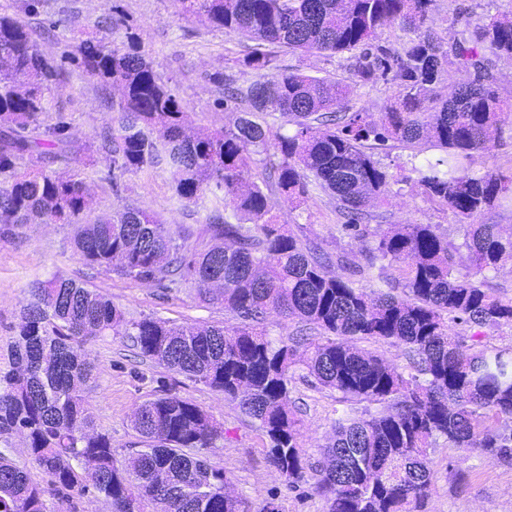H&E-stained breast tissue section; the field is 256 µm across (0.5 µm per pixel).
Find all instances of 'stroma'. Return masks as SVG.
<instances>
[{"instance_id": "1", "label": "stroma", "mask_w": 512, "mask_h": 512, "mask_svg": "<svg viewBox=\"0 0 512 512\" xmlns=\"http://www.w3.org/2000/svg\"><path fill=\"white\" fill-rule=\"evenodd\" d=\"M126 28L112 30L104 24L102 0H40L39 16L31 24L34 37L50 56L67 44L86 38H106L121 42L126 30L136 33L143 50L155 65L161 80L173 90L186 114L188 133L207 134L223 129L232 121L231 113L214 104L219 95L216 79L233 75L242 82L256 78L254 70L243 65L246 39L235 33L211 27L207 22L181 13L177 0H112ZM512 18V0H436L429 24L445 40H452L464 22L490 17ZM58 19L54 28L43 27L46 18ZM279 71L342 81L348 87L344 101L347 112H366L381 122L388 106L399 95L392 82L362 81L355 69L353 53L326 55L316 51L275 48ZM116 88H104L71 69L66 78L51 83L45 92L50 115H64L69 124L71 146L95 143L112 116L110 105L119 99ZM438 148L421 144L378 148L374 157L395 178L383 205L374 207L379 224L412 222L439 225L454 248L455 270L465 276L473 273L469 254L452 212L428 201L417 183L415 159L435 158ZM52 171L80 174L93 196V211L101 214L121 205L146 208L159 214L171 228L182 227L197 249L209 245L207 224L210 212L181 201L174 193L170 177L162 171L127 175L120 191H113L104 177L108 164L98 154H84L80 163H53ZM272 213L278 223L288 225L301 240L319 244L344 259L335 267L336 275L365 265V241L343 235L336 202L329 194L313 191L301 205L286 202L279 193L269 195ZM72 229L66 224H27L0 232V369L9 366L8 350L14 326L31 282L59 274L86 281L112 300L126 319L144 317L172 323L218 324L234 327L236 320L223 307L204 304L194 282L165 289L154 283H141L112 273L91 274L70 247ZM84 352L96 366L94 378L84 396L99 432L112 438L117 459H124L140 437L130 417L144 401L171 393L206 410L224 427L223 439L206 455L221 468L234 495L243 498L250 512H263L276 505L279 512H329V504L312 482L299 487L287 482L267 457V444L258 421L242 413L236 402L222 392L210 389L184 375L168 371L153 361L135 357L129 337L108 334L87 339ZM290 399L301 421L302 444L310 464L322 459L336 421L346 416L366 417L381 407L367 402L342 401L339 394L315 388L302 376L290 385ZM0 452L14 459L44 491L47 512H66V506L50 483V478L28 456L19 436L0 441ZM432 492L425 512H512V464H506L478 450L453 447L439 441L429 456ZM466 472V484H458V472Z\"/></svg>"}]
</instances>
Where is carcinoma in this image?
I'll list each match as a JSON object with an SVG mask.
<instances>
[{"mask_svg": "<svg viewBox=\"0 0 512 512\" xmlns=\"http://www.w3.org/2000/svg\"><path fill=\"white\" fill-rule=\"evenodd\" d=\"M182 12L248 36L243 58L257 72L249 84L227 75L215 104L235 113L224 130L189 136L176 97L159 78L139 41L121 48L80 41L63 58L105 87L119 86L116 115L100 134L98 151L112 164V187L149 168L170 173L175 194L196 204L222 193L234 221L217 212L208 224L211 244L188 246L151 212L124 206L88 217L89 187L39 165L44 147L67 156L69 123L47 113L44 90L65 76L47 57L29 26L0 13V224H71L72 245L85 265L139 282L192 280L200 298L219 303L238 325H175L144 317L129 321L112 302L83 283L53 275L36 280L20 310L0 371V438L22 434L32 460L65 500L98 494L112 512H249L228 491L224 470L189 448H211L222 427L199 405L165 394L143 402L134 429L142 447L116 465L112 438L95 429L83 396L95 366L82 352L90 336L132 339L140 355L224 393L259 422L271 465L293 487L308 464L289 385L297 369L306 381L341 394L346 402L384 405L370 418L340 419L316 490L329 512H422L432 475L429 449L440 438L512 461V429L487 424L512 418V345L471 351L452 329L512 325V302L484 287L490 272L512 266V234L470 219L512 200V175L468 173L471 152L504 138L503 101L489 83L491 57L512 58V19L490 18L454 37L451 49L426 27L436 0H177ZM399 22L415 34L400 51L374 44L382 26ZM342 53L360 50L365 81L390 80L400 95L381 123L368 113L342 111L347 86L299 73L272 74L266 46ZM472 79L451 96L435 94L449 65ZM277 112L291 134L268 121ZM423 139L445 152L426 161L419 185L433 203L458 218L475 276L454 274L448 238L435 224H402L387 231L367 223L384 201L390 175L367 143L404 146ZM265 155L261 182L245 176ZM32 167L19 171L20 165ZM328 192L346 218L341 230L375 245L378 260L401 262L398 276L370 291L329 271L331 255L296 237L271 215L268 192L289 203L310 189ZM482 279H477V276ZM297 317L315 332L277 343L268 339L270 313ZM385 340L407 348L400 370L360 347ZM0 512H45L42 490L25 469L0 452Z\"/></svg>", "mask_w": 512, "mask_h": 512, "instance_id": "1", "label": "carcinoma"}]
</instances>
